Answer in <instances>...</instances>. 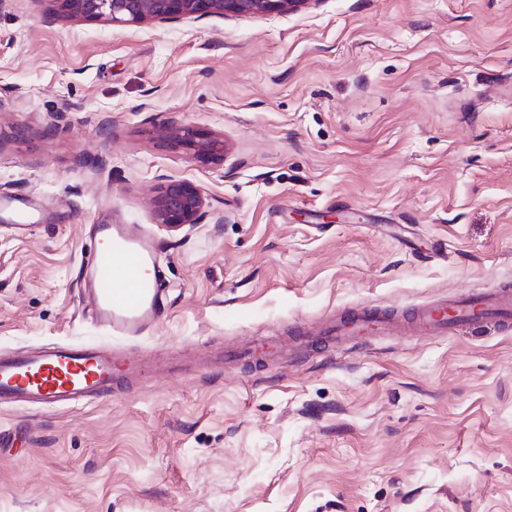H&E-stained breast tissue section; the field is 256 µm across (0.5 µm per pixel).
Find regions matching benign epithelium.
<instances>
[{"label":"benign epithelium","instance_id":"7a95c632","mask_svg":"<svg viewBox=\"0 0 512 512\" xmlns=\"http://www.w3.org/2000/svg\"><path fill=\"white\" fill-rule=\"evenodd\" d=\"M56 11L74 21L112 24L174 23L211 16L274 15L294 11L311 0H50ZM166 138L175 147L193 150L203 158L223 155V141L189 127L175 128ZM155 223L176 232L206 217V198L197 184L165 179L150 202Z\"/></svg>","mask_w":512,"mask_h":512}]
</instances>
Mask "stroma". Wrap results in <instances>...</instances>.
Masks as SVG:
<instances>
[{
    "label": "stroma",
    "mask_w": 512,
    "mask_h": 512,
    "mask_svg": "<svg viewBox=\"0 0 512 512\" xmlns=\"http://www.w3.org/2000/svg\"><path fill=\"white\" fill-rule=\"evenodd\" d=\"M189 126L220 159L165 144ZM165 178L206 220L155 224ZM160 248L168 313L113 349L203 357L360 306L512 283V0H316L73 23L0 0V351L92 343L103 215ZM0 512H512V331L200 364L0 408Z\"/></svg>",
    "instance_id": "stroma-1"
}]
</instances>
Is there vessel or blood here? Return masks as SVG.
I'll return each mask as SVG.
<instances>
[{
	"label": "vessel or blood",
	"mask_w": 512,
	"mask_h": 512,
	"mask_svg": "<svg viewBox=\"0 0 512 512\" xmlns=\"http://www.w3.org/2000/svg\"><path fill=\"white\" fill-rule=\"evenodd\" d=\"M97 243L80 279L94 325L113 339L137 340L163 318L167 297L155 243L138 225L100 224ZM495 321L512 325V288L464 294L412 310L395 323L387 313L366 308L303 332L293 344L259 341L225 351V359L253 363L284 359L290 350L307 354L386 333L394 325L417 336L437 337L460 325ZM148 362H136L104 344L50 342L0 355V406L75 407L111 395L121 382L149 377Z\"/></svg>",
	"instance_id": "vessel-or-blood-1"
}]
</instances>
